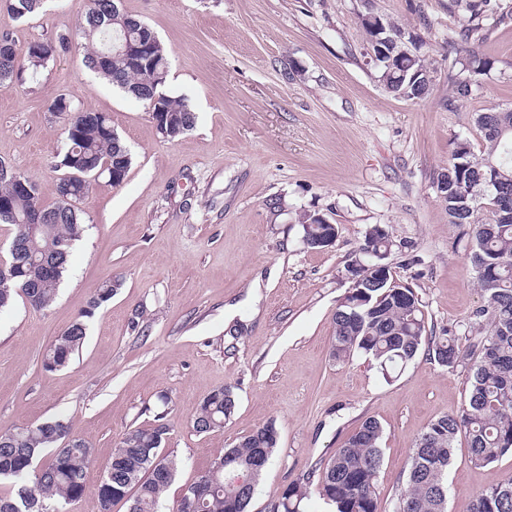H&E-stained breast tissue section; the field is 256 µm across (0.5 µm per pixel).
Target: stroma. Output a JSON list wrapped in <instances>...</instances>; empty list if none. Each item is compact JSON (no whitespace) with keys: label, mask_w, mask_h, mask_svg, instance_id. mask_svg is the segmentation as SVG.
Returning a JSON list of instances; mask_svg holds the SVG:
<instances>
[{"label":"stroma","mask_w":512,"mask_h":512,"mask_svg":"<svg viewBox=\"0 0 512 512\" xmlns=\"http://www.w3.org/2000/svg\"><path fill=\"white\" fill-rule=\"evenodd\" d=\"M165 44L162 88L197 119L162 138L138 102L60 52L35 78L0 80V160L56 197L51 162L63 122L48 107L61 93L110 116L132 154L121 186L93 183L85 232L54 304L23 299L0 311V431L48 418L70 422L92 446V479L132 428L169 427L178 459L161 499L172 512L184 488L227 448L268 421L277 453L250 512H264L297 476L332 457L368 418L383 428L378 512H392L413 448L439 417L462 411L469 363L446 368L420 350L385 381L364 356H331L334 315L350 286L347 266L371 227L394 243L396 282L414 288L433 332L452 330L461 351L485 326L470 255L473 227L448 221L436 190L456 141L480 150L476 118L512 108V25L470 51L491 70H465L448 40L462 17L448 0H122ZM88 0H46L14 27L18 49L75 31ZM398 21L429 63L421 99L388 93L370 58L366 14ZM473 93L448 110L452 76ZM334 224L323 249L303 241L302 216ZM121 282L90 321L70 366L48 373L42 354L108 278ZM232 387L223 428L196 432L193 414L213 390ZM512 477V453L474 466L458 439L448 468V510Z\"/></svg>","instance_id":"1"}]
</instances>
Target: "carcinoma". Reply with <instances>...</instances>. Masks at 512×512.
<instances>
[{
  "mask_svg": "<svg viewBox=\"0 0 512 512\" xmlns=\"http://www.w3.org/2000/svg\"><path fill=\"white\" fill-rule=\"evenodd\" d=\"M46 0H0V11L14 22L38 14ZM117 0H90L84 20L74 33L54 40L34 42L19 52L8 30L0 31V80L24 81L34 75L60 51L84 45L85 65L120 88L151 112L158 132L174 141L196 123V113L183 98L161 91L169 69L168 52L155 31L141 20L129 30L132 40L150 38L146 60L132 66L122 57L112 58L106 67L98 65V53L105 42L122 35L130 20L119 16ZM452 11L464 13L463 23L452 41L469 44L486 38L495 27L512 21V9L499 0H450ZM386 39L384 57L378 59L379 81L395 95L420 99L427 93L430 69L417 52L407 56L404 30L394 22H383ZM472 95L465 81L454 82L448 95V110ZM52 116L65 123V144L54 155L53 169L60 172L56 200L40 201L38 186L29 177L27 193L18 190L19 174L0 166V224L13 226L7 259L0 271V310L16 298H23L35 310H45L55 301L69 270L73 246L82 236L81 204L92 181L104 176L121 185L132 164L130 151L112 136V120L101 112L79 107L64 94L49 107ZM483 149L476 153L470 143L460 141L453 151L455 163L438 174L448 180L443 197L448 223L474 225L472 261L485 304L476 316L485 317V335L474 344L470 368L468 403L459 414L445 415L430 423L415 444L406 475L405 488L397 495L395 512H448L446 473L459 436L468 443L470 461L487 466L512 453V219L498 210V195H512V109L492 107L477 115ZM475 187L463 196L458 183ZM485 201L488 217H480L478 202ZM306 244L319 248V240L336 231L333 224H317L303 216ZM389 232L377 230L366 237L373 255L369 263L390 251ZM356 275L363 289L350 288L339 300L334 319L332 358L345 362L360 353L371 360L385 380L405 370L427 345L436 361L448 368L457 366L463 355L457 338L448 331L428 333L421 304L413 288H391L371 281L373 272L363 266ZM121 283L103 281L86 309L66 331L46 348L41 365L56 372L69 365L83 345L88 324L97 309L108 302ZM236 398L229 387L217 389L199 404L193 427L199 433L224 427L234 413ZM166 424L135 428L122 438L112 455L107 472L90 485L92 448L72 426L58 419L0 431V480L11 483L9 493L0 496V512H70L89 488H94L103 512L124 498L129 512H158L162 494L177 470L174 457L162 453ZM383 427L368 418L349 437L343 448L324 461L316 471L291 481L273 501L268 512H303L302 503L315 490L335 512H378L377 477L383 456L380 447ZM280 434L272 421L256 428L227 449L195 484L204 494L183 493L176 512H249L252 499L242 496L235 478L244 473L259 483L276 453ZM48 458L40 472L35 461ZM467 512H512V477L475 495Z\"/></svg>",
  "mask_w": 512,
  "mask_h": 512,
  "instance_id": "1",
  "label": "carcinoma"
}]
</instances>
